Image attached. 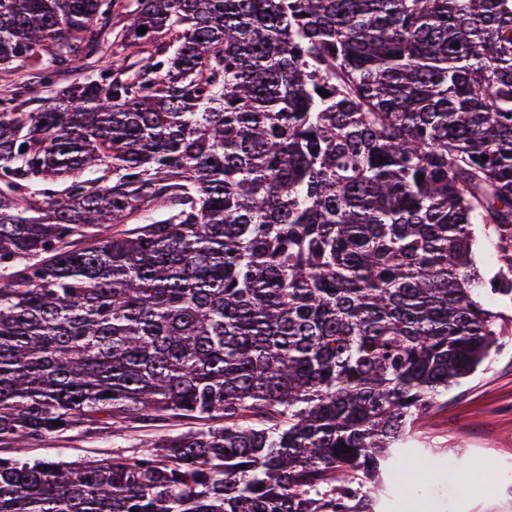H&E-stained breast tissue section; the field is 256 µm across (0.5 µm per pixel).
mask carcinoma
Wrapping results in <instances>:
<instances>
[{"instance_id":"obj_1","label":"carcinoma","mask_w":512,"mask_h":512,"mask_svg":"<svg viewBox=\"0 0 512 512\" xmlns=\"http://www.w3.org/2000/svg\"><path fill=\"white\" fill-rule=\"evenodd\" d=\"M21 60L84 75L0 99V442L224 424L0 458V512H376L512 332V0H0ZM219 422L161 416L154 420L120 422L104 428L80 425L40 442L21 447L6 441L0 443V457L53 459L67 462H88L112 457L140 456L150 446L166 436L188 431L206 430Z\"/></svg>"}]
</instances>
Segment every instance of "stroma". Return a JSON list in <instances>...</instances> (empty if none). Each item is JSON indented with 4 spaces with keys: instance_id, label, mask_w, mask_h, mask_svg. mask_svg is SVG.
Returning <instances> with one entry per match:
<instances>
[{
    "instance_id": "35a3bbf8",
    "label": "stroma",
    "mask_w": 512,
    "mask_h": 512,
    "mask_svg": "<svg viewBox=\"0 0 512 512\" xmlns=\"http://www.w3.org/2000/svg\"><path fill=\"white\" fill-rule=\"evenodd\" d=\"M208 422L161 416L104 428L84 425L26 446L0 443V457L88 462L135 457L167 436ZM396 461L383 512H512V351H499L430 410ZM480 476L483 490L464 485Z\"/></svg>"
}]
</instances>
